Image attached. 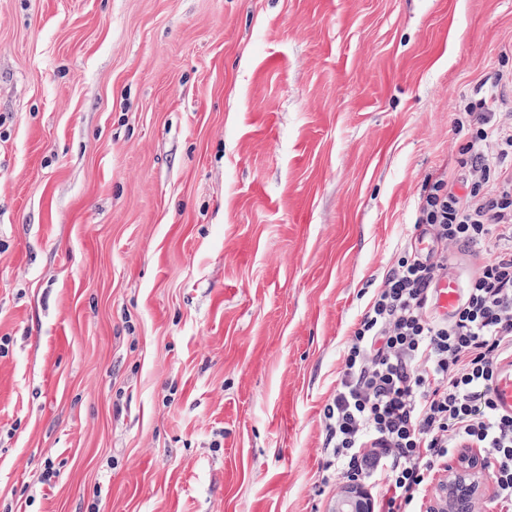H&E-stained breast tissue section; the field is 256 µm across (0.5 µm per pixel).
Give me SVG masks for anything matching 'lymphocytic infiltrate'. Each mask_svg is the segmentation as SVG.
Returning a JSON list of instances; mask_svg holds the SVG:
<instances>
[{"label": "lymphocytic infiltrate", "instance_id": "f902f5d3", "mask_svg": "<svg viewBox=\"0 0 512 512\" xmlns=\"http://www.w3.org/2000/svg\"><path fill=\"white\" fill-rule=\"evenodd\" d=\"M462 179L429 183L416 228L434 246L406 244L348 336L321 423L337 476L376 489L377 512H416L442 462L464 448L491 458L493 505L512 512V414L492 398L512 354V114L487 94L454 119ZM478 267L452 315L434 308L451 252Z\"/></svg>", "mask_w": 512, "mask_h": 512}]
</instances>
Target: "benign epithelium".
I'll return each mask as SVG.
<instances>
[{"label": "benign epithelium", "instance_id": "benign-epithelium-1", "mask_svg": "<svg viewBox=\"0 0 512 512\" xmlns=\"http://www.w3.org/2000/svg\"><path fill=\"white\" fill-rule=\"evenodd\" d=\"M489 491L488 468L479 452L465 448L448 460L444 467L443 479L435 489V505L429 512H449L456 499L465 502V512H471L475 499ZM338 512H371V503L366 491L359 484L349 487L345 498L337 505Z\"/></svg>", "mask_w": 512, "mask_h": 512}]
</instances>
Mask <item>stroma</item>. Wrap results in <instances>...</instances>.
I'll use <instances>...</instances> for the list:
<instances>
[{
	"instance_id": "stroma-1",
	"label": "stroma",
	"mask_w": 512,
	"mask_h": 512,
	"mask_svg": "<svg viewBox=\"0 0 512 512\" xmlns=\"http://www.w3.org/2000/svg\"><path fill=\"white\" fill-rule=\"evenodd\" d=\"M512 0H0V512H333L319 414Z\"/></svg>"
}]
</instances>
